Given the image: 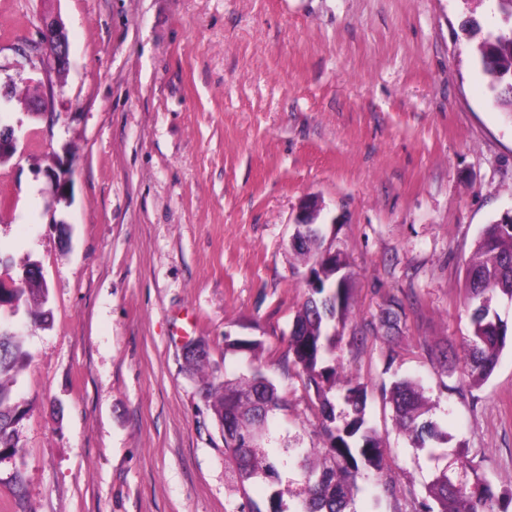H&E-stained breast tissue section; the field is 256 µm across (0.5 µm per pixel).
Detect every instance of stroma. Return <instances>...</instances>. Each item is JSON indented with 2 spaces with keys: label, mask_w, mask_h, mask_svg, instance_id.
I'll use <instances>...</instances> for the list:
<instances>
[{
  "label": "stroma",
  "mask_w": 512,
  "mask_h": 512,
  "mask_svg": "<svg viewBox=\"0 0 512 512\" xmlns=\"http://www.w3.org/2000/svg\"><path fill=\"white\" fill-rule=\"evenodd\" d=\"M48 13L70 43L49 134L27 106L39 72L15 67ZM470 16L502 24L496 0H0L5 108L28 135L0 164V247L42 265L52 313L22 329L30 411L22 457L0 461V512H293L294 472L237 484L202 388L261 366L287 402L266 447L322 450L315 394L285 368L308 198L348 262L336 360L367 388L393 480L350 512H415L462 456L512 484V346L465 396L442 357L471 333L475 240L512 213V117L461 30ZM53 150L74 158L67 204L34 176ZM393 299L405 315L389 331ZM191 341L208 351L200 375ZM402 380L424 388L447 442L418 448L397 428L384 389Z\"/></svg>",
  "instance_id": "1"
}]
</instances>
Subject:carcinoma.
Instances as JSON below:
<instances>
[{"mask_svg":"<svg viewBox=\"0 0 512 512\" xmlns=\"http://www.w3.org/2000/svg\"><path fill=\"white\" fill-rule=\"evenodd\" d=\"M503 25L481 34L477 19H466L461 30L479 37L475 54L487 78L488 88L498 105L512 112V0H497ZM302 243L294 251L309 268L307 298L296 314L288 336L290 363L314 389L321 415V435L325 451L319 457L298 448H267L265 430L277 412L285 408L284 396L260 367L234 380H206L204 397L218 422L228 427L224 436L225 455L237 469L240 484L257 478L280 481V468L297 472L300 489L295 494L293 512H346L365 473L376 482L390 486L388 465L382 440L370 426L366 413L364 386L347 384L342 395L350 412L337 418L331 400L336 390V348L342 340L338 323L343 321L349 299L348 277L341 273L346 262L341 254L323 246L322 225L301 230ZM467 295L471 306L472 331L464 339L465 370L459 385L452 390L462 394L485 384L493 374L507 345L508 328L494 305L512 303V214L506 213L483 227L467 270ZM46 289L37 281L21 289L13 314L23 313L31 323L50 324L51 312L45 308ZM402 304L392 300L383 312L382 322L398 327ZM31 354L21 335H0V448L16 457L22 453L16 435L17 425L26 417L28 405L13 391L20 372L28 366ZM395 419L413 444L447 441L437 425L424 419L429 398L411 381L394 383L389 391ZM246 442L244 448L239 442ZM471 470L473 480L451 481L441 472L428 486L418 512H512V492L495 491L477 473L473 461L461 462Z\"/></svg>","mask_w":512,"mask_h":512,"instance_id":"cac0c4a2","label":"carcinoma"}]
</instances>
